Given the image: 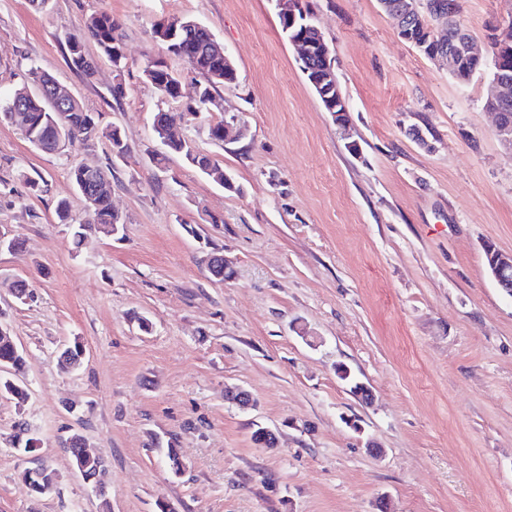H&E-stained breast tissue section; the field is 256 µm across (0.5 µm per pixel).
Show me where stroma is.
<instances>
[{
  "instance_id": "obj_1",
  "label": "stroma",
  "mask_w": 512,
  "mask_h": 512,
  "mask_svg": "<svg viewBox=\"0 0 512 512\" xmlns=\"http://www.w3.org/2000/svg\"><path fill=\"white\" fill-rule=\"evenodd\" d=\"M304 3L332 50L344 129L274 0H49L39 11L0 0V97L39 69L128 146L122 158L104 138L47 154L0 123V228L19 242L0 249V281L33 293L20 303L0 289L29 393L22 404L0 394V512H378L383 497L391 512H512V298L484 254L512 253V150L485 110L491 73L458 82L399 37L379 0ZM101 13L123 25L127 66L116 73L85 38L87 77L66 41ZM184 18L210 30L238 74L198 117L188 107L202 76L152 36L154 22ZM509 19L512 0H462L481 46ZM157 58L180 74L178 100L145 82ZM159 111L233 190L182 156L154 163ZM228 112L246 134L215 142L209 127ZM81 163L107 171L123 234L74 241L72 225L90 218L70 177ZM215 248L233 269L221 282L201 263ZM76 340L80 365L61 369ZM340 363L372 403L339 379ZM229 386L252 406L225 401ZM21 422L37 440L28 454L10 441ZM259 427L276 447L253 443ZM75 433L105 460L109 502L74 465ZM41 465L60 481L34 497L19 474Z\"/></svg>"
}]
</instances>
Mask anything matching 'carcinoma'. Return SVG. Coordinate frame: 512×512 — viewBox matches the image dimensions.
<instances>
[{"label":"carcinoma","instance_id":"1","mask_svg":"<svg viewBox=\"0 0 512 512\" xmlns=\"http://www.w3.org/2000/svg\"><path fill=\"white\" fill-rule=\"evenodd\" d=\"M447 36L436 41L426 40V50L440 54L458 45L457 20L450 19L446 22ZM87 35L98 46L100 54L113 66L124 67L125 55L122 52L123 42L121 23L107 13L92 16L87 24ZM209 37L206 27H191L179 23L175 38L167 44V50L173 56L187 62L195 71L199 72L206 81L198 103L206 105L212 99L211 88L224 83L234 84L238 80L237 75H232L229 80H224V57L216 56L207 50ZM67 61L76 71L85 76L93 75L95 61L85 52L84 39L74 35L68 37ZM35 85L31 93L23 94L20 91L14 93L5 104L0 105V120L14 124L17 116L23 117L25 124V136L30 143L37 140L61 139L71 142H79L91 145L96 140L104 137L111 146L112 154L122 158L126 155L128 147L124 140L117 136V130H102L95 121L92 113L82 106L75 105L65 109L57 108L49 91L36 85L40 80L44 83L53 81V78L45 73L32 72ZM145 80L150 83L162 96L175 100L180 97V77L166 62L153 61L143 69ZM19 107L22 113L13 111ZM166 113L158 112L154 117L153 131L155 137L166 147L167 152L180 154L188 162L206 174L213 182L223 183V168L211 163L208 155L198 152L187 139H170L167 136ZM71 179L80 190L91 184L98 176L107 178V172L102 168H91L86 165H76L71 169ZM91 220L86 224L78 225L74 232L76 242H81L86 231L93 228L106 235H117L124 230L125 220L116 214L112 207V201L108 191H102L94 196L90 204ZM207 272L215 279L224 280L227 276L224 271L223 253L212 252L204 259ZM25 360L22 353L14 344L12 337L6 330L0 327V365L3 364L14 372H21ZM7 393L18 401L27 399L26 389L18 382L9 378H0V393ZM85 442L83 436L75 433L69 438V451L77 468L85 469L90 476L106 473L104 460L98 456L84 458L80 455V444ZM12 444L20 452L30 453L35 450L36 439L30 435V429L26 424H20L12 437ZM22 481L28 491L37 496L48 495L52 492L51 473L39 468L26 469L22 473Z\"/></svg>","mask_w":512,"mask_h":512}]
</instances>
